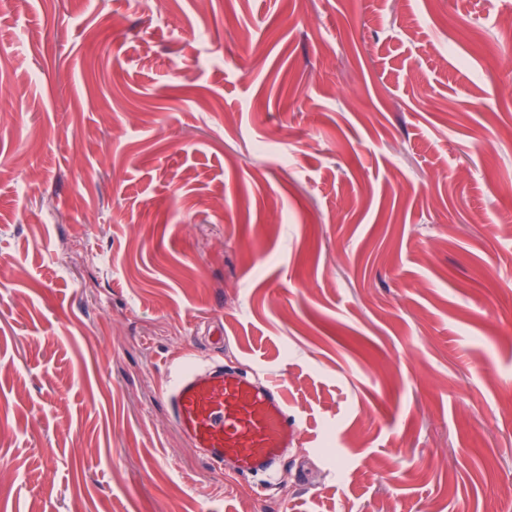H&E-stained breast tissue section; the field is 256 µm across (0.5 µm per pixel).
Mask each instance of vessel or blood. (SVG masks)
<instances>
[{"instance_id":"obj_1","label":"vessel or blood","mask_w":512,"mask_h":512,"mask_svg":"<svg viewBox=\"0 0 512 512\" xmlns=\"http://www.w3.org/2000/svg\"><path fill=\"white\" fill-rule=\"evenodd\" d=\"M164 396L189 446L237 478L281 462L300 437L281 388L263 372L242 370L220 357L183 359Z\"/></svg>"}]
</instances>
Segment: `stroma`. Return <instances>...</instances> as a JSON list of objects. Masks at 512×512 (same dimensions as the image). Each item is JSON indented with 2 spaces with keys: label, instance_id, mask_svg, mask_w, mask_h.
Returning a JSON list of instances; mask_svg holds the SVG:
<instances>
[{
  "label": "stroma",
  "instance_id": "stroma-1",
  "mask_svg": "<svg viewBox=\"0 0 512 512\" xmlns=\"http://www.w3.org/2000/svg\"><path fill=\"white\" fill-rule=\"evenodd\" d=\"M512 0H0V512H512ZM281 382V490L163 402Z\"/></svg>",
  "mask_w": 512,
  "mask_h": 512
}]
</instances>
